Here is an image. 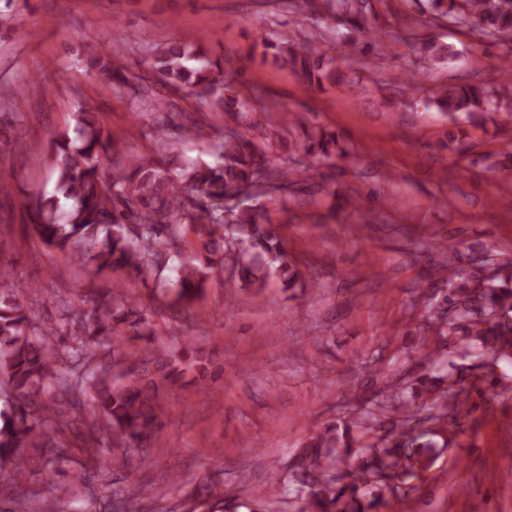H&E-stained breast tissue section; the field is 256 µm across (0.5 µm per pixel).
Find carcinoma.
<instances>
[{
    "instance_id": "cac0c4a2",
    "label": "carcinoma",
    "mask_w": 512,
    "mask_h": 512,
    "mask_svg": "<svg viewBox=\"0 0 512 512\" xmlns=\"http://www.w3.org/2000/svg\"><path fill=\"white\" fill-rule=\"evenodd\" d=\"M428 17L468 27L479 38L512 42V0H427ZM288 10L314 24H342L360 33L371 30L359 0H286ZM273 49L274 62L298 74L307 88L320 89L337 80L336 57L350 54L347 38L331 42L329 51L314 53L290 34L268 31L261 36ZM421 51L443 62L448 46L421 42ZM150 65L163 87L192 94L207 104L215 101L226 112L248 108L249 98L233 86L236 61L211 57L188 40H169L149 46ZM86 65L106 73L125 92L134 113L145 116L172 135L207 140L215 146V161L191 159L170 152L166 158L133 155L125 140L103 127L99 114L83 104L73 113L75 137L63 133L52 142L49 166L56 175L52 194L34 193L26 199L31 232L50 250L94 269L112 273V286L92 279L78 290L79 307L68 308L67 330L53 324L34 330L28 296L36 293L13 275L15 261L4 257L0 243V374L6 378L10 412L0 423V472L19 482L27 472L44 466L47 434L60 443L67 423L50 398L48 388L63 391L72 406L90 397L93 416L88 423L85 451L99 468L108 465L99 453L103 440L113 438L128 455H139L153 436L159 418L155 379L177 383L186 367L196 370L197 391L206 390L211 362L203 351L186 346L184 359L162 352L150 359L157 378L118 379L112 375L123 361L119 349L125 333L154 342L151 324L126 290L127 278L161 269L167 253L192 233V252L180 258L177 275L169 284L172 305L184 313L202 300L211 274L228 269L255 294L270 279L295 288L303 275L283 248L264 209L236 201L252 192L269 196L288 191V174L304 181L307 169L288 170V156L276 152L270 136L253 141L232 127L217 131L179 115L149 85L137 81L120 56H106L83 45ZM507 67L499 83L448 84L436 92L433 103L456 124L459 145L467 139L465 125L492 122L512 129V76ZM296 151L331 161L347 155L346 140L334 131L316 130L304 141L279 138ZM448 254V285L441 302L429 309L432 352L454 350L461 357L489 354L512 362V261H498L487 279L480 270L461 269L455 248L440 244ZM112 343V361L91 376L71 382L56 369L59 359L87 355L96 344ZM422 367L394 388L387 404L375 411L363 403L353 419L338 418L309 436L286 474L269 479L270 494L278 497L286 482L297 486L295 512H382L390 500L414 490L432 462L438 432L460 426L472 393L482 396L497 385L494 376L473 373V364H450V370ZM27 448L39 449L28 455ZM223 482L208 479L198 486L201 503L224 506ZM137 512H155L134 481L127 486Z\"/></svg>"
}]
</instances>
